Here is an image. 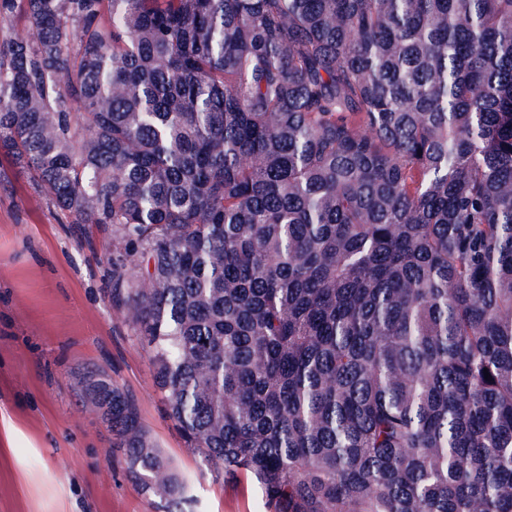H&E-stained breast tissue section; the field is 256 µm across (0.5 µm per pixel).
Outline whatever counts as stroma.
Listing matches in <instances>:
<instances>
[{"instance_id":"stroma-1","label":"stroma","mask_w":512,"mask_h":512,"mask_svg":"<svg viewBox=\"0 0 512 512\" xmlns=\"http://www.w3.org/2000/svg\"><path fill=\"white\" fill-rule=\"evenodd\" d=\"M111 236L65 224L0 156V512H160L86 396L98 371L134 400L186 486L183 512H264L256 486L187 447L146 348L110 301Z\"/></svg>"}]
</instances>
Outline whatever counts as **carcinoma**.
Instances as JSON below:
<instances>
[{
	"label": "carcinoma",
	"instance_id": "1",
	"mask_svg": "<svg viewBox=\"0 0 512 512\" xmlns=\"http://www.w3.org/2000/svg\"><path fill=\"white\" fill-rule=\"evenodd\" d=\"M16 15L0 151L111 230L112 305L188 447L268 512H512V0ZM87 395L178 512L129 395Z\"/></svg>",
	"mask_w": 512,
	"mask_h": 512
}]
</instances>
